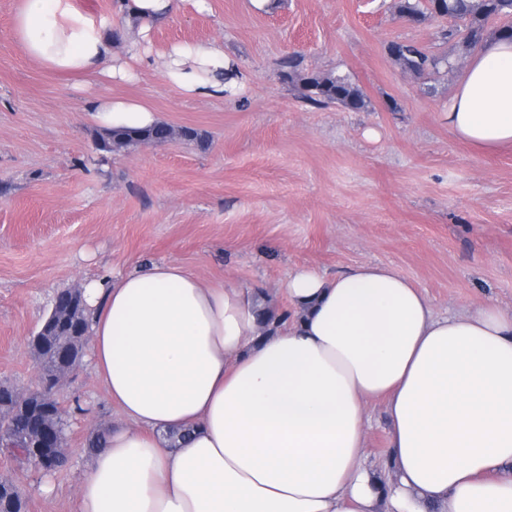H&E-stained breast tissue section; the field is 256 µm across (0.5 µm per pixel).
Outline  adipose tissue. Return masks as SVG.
Returning <instances> with one entry per match:
<instances>
[{
	"instance_id": "1",
	"label": "adipose tissue",
	"mask_w": 512,
	"mask_h": 512,
	"mask_svg": "<svg viewBox=\"0 0 512 512\" xmlns=\"http://www.w3.org/2000/svg\"><path fill=\"white\" fill-rule=\"evenodd\" d=\"M175 0H115L138 39L113 50L112 17L78 0H19L13 36L45 70L117 83L148 65L150 34ZM166 77L221 98L243 75L220 42L181 43ZM105 129L156 112L94 97ZM449 130L512 144V39L468 57ZM297 320L259 331L266 294L146 263L83 289L92 367L128 423L110 432L79 487V512H512V312L481 303L436 314L396 269L364 263L286 283ZM383 400L389 453L366 464L367 406Z\"/></svg>"
}]
</instances>
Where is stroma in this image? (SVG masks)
<instances>
[{"mask_svg":"<svg viewBox=\"0 0 512 512\" xmlns=\"http://www.w3.org/2000/svg\"><path fill=\"white\" fill-rule=\"evenodd\" d=\"M397 0H177L152 32L154 54L220 40L244 74L222 99L188 95L160 67L131 83L75 87L31 60L12 34L18 0H0V382L39 384L28 342L58 293L104 272L168 261L212 284L261 288L276 312L285 285L311 267L331 277L360 263L397 269L436 313L484 301L512 310V145L456 139L444 114L460 68L423 75L388 55L395 41L456 58L440 37L451 21L400 18ZM306 73L350 76L364 110L306 105L279 78L281 60ZM133 98L174 127L204 133L120 153L100 148L91 97ZM71 412L66 469L46 475L0 454V475L26 512H78V488L99 431L124 423L89 362L59 391ZM382 402L368 407L366 460L388 454Z\"/></svg>","mask_w":512,"mask_h":512,"instance_id":"stroma-1","label":"stroma"}]
</instances>
